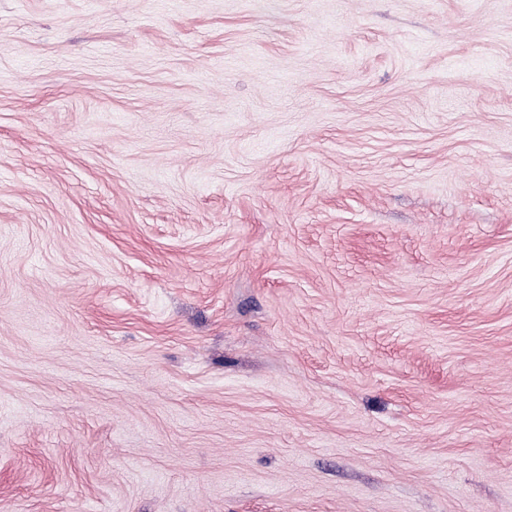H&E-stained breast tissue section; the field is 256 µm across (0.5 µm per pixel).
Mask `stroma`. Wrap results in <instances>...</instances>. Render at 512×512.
<instances>
[{"mask_svg":"<svg viewBox=\"0 0 512 512\" xmlns=\"http://www.w3.org/2000/svg\"><path fill=\"white\" fill-rule=\"evenodd\" d=\"M0 512H512V0H0Z\"/></svg>","mask_w":512,"mask_h":512,"instance_id":"1","label":"stroma"}]
</instances>
